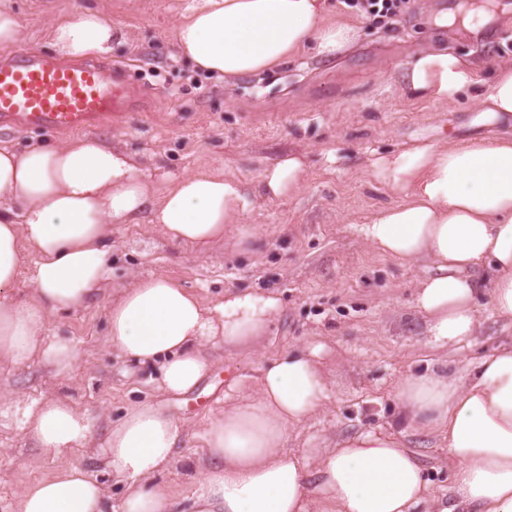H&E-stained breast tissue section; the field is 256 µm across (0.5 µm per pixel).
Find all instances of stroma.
Listing matches in <instances>:
<instances>
[{"label": "stroma", "instance_id": "35a3bbf8", "mask_svg": "<svg viewBox=\"0 0 512 512\" xmlns=\"http://www.w3.org/2000/svg\"><path fill=\"white\" fill-rule=\"evenodd\" d=\"M190 2L0 0L20 19V47L48 57L56 54L49 38L55 19L80 7L111 16L122 35L105 59L139 87L142 109L88 134L125 150L145 169L176 177L213 167L256 187L261 171L282 155L306 159L293 198L273 200L256 188L244 222L260 238L259 252L243 253L228 242L206 248L175 244L145 218L113 227L112 278L104 292L49 322L52 334L78 346L74 369L57 376L33 363L0 371V512H12L23 487L56 467L20 422V408L44 397L70 398L93 421L92 440L73 463L103 486L113 504L130 492V483L113 479L100 450L127 409L162 398L157 365L119 356L107 344L106 306L138 276H168L207 303L247 289L272 291L282 302L269 335L254 348L230 353L204 343L207 376L192 392L167 400L184 433L175 465L159 481L179 500L196 487L182 461L200 455L207 419L226 403L256 397L262 367L284 350L316 355L328 379L324 409L288 433L286 450L300 453L365 430H401L393 392L404 377L437 360L463 372L512 343V322L493 316L483 294L475 336L446 351L432 349L413 307L431 261L400 266L357 231L394 200L370 178L376 156L423 137L472 135L469 121L480 109L472 93L448 102L407 96L402 63L420 49L446 46L480 62L484 78H492L498 64L512 62V0H494L492 20L476 34L434 24L440 12L463 0H408L384 26L342 0H325L329 21L355 27L353 48L327 59L310 47L273 72L226 81L197 70L174 45L173 27ZM406 436L432 491L447 494V451L434 436L412 430Z\"/></svg>", "mask_w": 512, "mask_h": 512}]
</instances>
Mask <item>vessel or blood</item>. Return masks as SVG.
Instances as JSON below:
<instances>
[{
    "label": "vessel or blood",
    "mask_w": 512,
    "mask_h": 512,
    "mask_svg": "<svg viewBox=\"0 0 512 512\" xmlns=\"http://www.w3.org/2000/svg\"><path fill=\"white\" fill-rule=\"evenodd\" d=\"M139 107L137 89L111 64L50 58L32 48L0 55V129L64 134Z\"/></svg>",
    "instance_id": "obj_1"
}]
</instances>
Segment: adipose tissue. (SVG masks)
<instances>
[{"label": "adipose tissue", "instance_id": "ef3b65f1", "mask_svg": "<svg viewBox=\"0 0 512 512\" xmlns=\"http://www.w3.org/2000/svg\"><path fill=\"white\" fill-rule=\"evenodd\" d=\"M118 33L111 19L80 9L54 22L51 44L73 58L105 55ZM353 27L330 22L323 0H193L173 30L185 58L207 74L233 79L261 75L306 45L331 58L355 38ZM407 92L445 102L487 85L476 121L496 128L458 145L422 140L372 160L374 182L395 195L360 235L377 252L403 264L431 259L414 307L434 346L455 347L474 336L480 293L477 275L491 273L488 305L512 320V65L484 80L472 61L448 48L417 52L403 64ZM306 163L291 154L260 174L266 196L299 191ZM121 150L91 137L0 148V367L38 362L56 375L70 372L75 343L50 337L49 319L73 312L100 294L112 274L111 230L142 214L171 241L194 246L235 234L255 246L242 224L251 206L243 180L213 170L164 178ZM28 299L15 298L20 281ZM278 296L226 294L203 304L165 276L137 278L107 310L110 347L158 364L162 389L193 391L209 365L203 342L231 349L268 333L281 311ZM327 382L311 354L287 350L262 371L258 397L225 408L202 434L206 475L187 503L169 497L155 478L176 460L182 433L160 404L127 411L106 437L102 457L113 475L134 482L120 506L69 457L85 447L93 425L67 400L45 398L23 411L42 453L59 469L18 495L16 512H512V344L480 359L471 374L445 370L401 380L395 402L407 428L435 435L455 462L446 495H432L415 449L400 433L366 430L294 454L284 450L290 427L318 412Z\"/></svg>", "mask_w": 512, "mask_h": 512}]
</instances>
